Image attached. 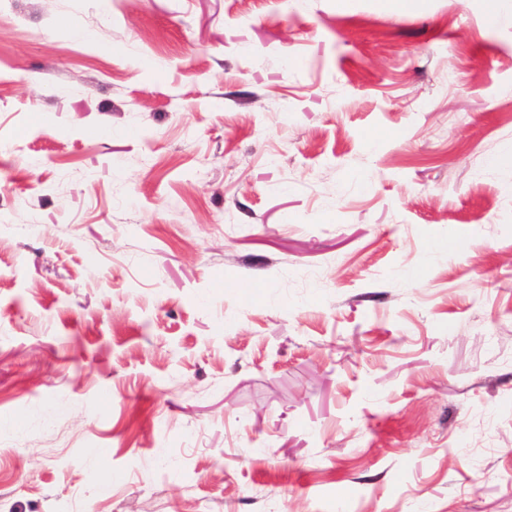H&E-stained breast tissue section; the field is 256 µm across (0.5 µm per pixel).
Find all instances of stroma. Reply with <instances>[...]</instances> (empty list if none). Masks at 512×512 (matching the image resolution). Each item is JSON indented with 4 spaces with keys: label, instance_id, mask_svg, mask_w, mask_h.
Instances as JSON below:
<instances>
[{
    "label": "stroma",
    "instance_id": "obj_1",
    "mask_svg": "<svg viewBox=\"0 0 512 512\" xmlns=\"http://www.w3.org/2000/svg\"><path fill=\"white\" fill-rule=\"evenodd\" d=\"M510 145L486 0H0V512H512Z\"/></svg>",
    "mask_w": 512,
    "mask_h": 512
}]
</instances>
